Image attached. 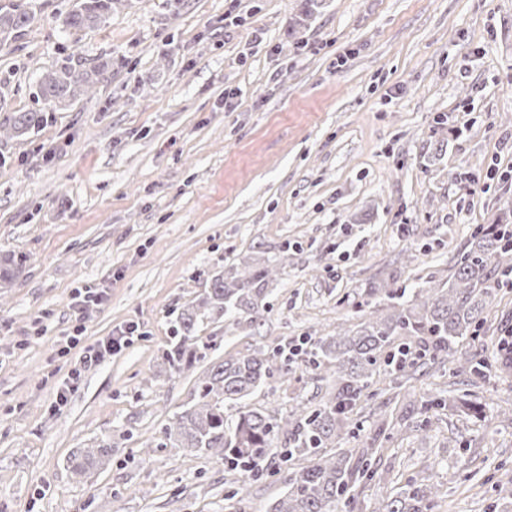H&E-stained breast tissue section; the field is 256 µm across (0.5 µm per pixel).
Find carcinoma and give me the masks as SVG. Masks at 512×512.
<instances>
[{
  "instance_id": "cac0c4a2",
  "label": "carcinoma",
  "mask_w": 512,
  "mask_h": 512,
  "mask_svg": "<svg viewBox=\"0 0 512 512\" xmlns=\"http://www.w3.org/2000/svg\"><path fill=\"white\" fill-rule=\"evenodd\" d=\"M118 0H73L63 25L76 32L104 22ZM38 17L33 0H9L0 4V44L24 38ZM101 68L76 67L65 59L44 75L34 92L42 110L13 112L0 121L9 123L16 136L29 135L44 123L46 112L86 92ZM475 248L455 264L454 273L440 287L414 292L390 291L397 302L389 313L371 310L354 327L334 335L308 339L304 360L335 376L328 396L310 411L284 418L276 409L253 408L227 413L240 401L268 383L274 372H290L289 359L280 352L223 359L211 365L200 381L191 405L176 414L163 428V448L207 451L244 479L256 480L268 473L273 455L286 471L285 489L270 512H356L355 489L374 477L379 449L358 452L339 447V439L352 423L350 413L368 395L381 368L407 373L429 363L473 366L470 357L457 356L455 345L476 338L487 324L486 309L500 288L501 278L512 273V219L480 224L473 231ZM26 256L0 253V283L14 279ZM276 268L264 257L243 262V271L213 275L198 300L184 308L176 319L177 335L166 352L175 373L197 357L195 336L200 318H223L249 326L261 323L264 300ZM334 448L329 454L326 449ZM112 443L101 440L69 457L73 474L83 476L109 463ZM297 458L305 465L294 463ZM439 490L409 482L387 496L376 512H437Z\"/></svg>"
}]
</instances>
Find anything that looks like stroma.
<instances>
[{"instance_id": "obj_1", "label": "stroma", "mask_w": 512, "mask_h": 512, "mask_svg": "<svg viewBox=\"0 0 512 512\" xmlns=\"http://www.w3.org/2000/svg\"><path fill=\"white\" fill-rule=\"evenodd\" d=\"M39 3L30 32L0 45L5 111L36 108L62 58L107 70L39 132L0 137V251L27 258L0 287V512H268L283 473L242 481L211 454L160 447L161 430L212 362L352 328L388 290L446 281L476 225L512 211V0H324L310 18L304 0H120L77 35L59 21L72 0ZM257 254L278 267L261 324L203 320L199 359L171 373L177 315ZM86 287L106 300L74 307ZM488 325L459 351L497 361L511 287ZM130 327L120 353L80 369ZM333 383L299 361L245 405L288 414ZM441 390L499 416L412 417ZM400 414L358 512L411 479L439 486L440 512H512L496 497L512 479V371L380 375L341 447ZM102 439L111 462L75 480L71 452Z\"/></svg>"}]
</instances>
